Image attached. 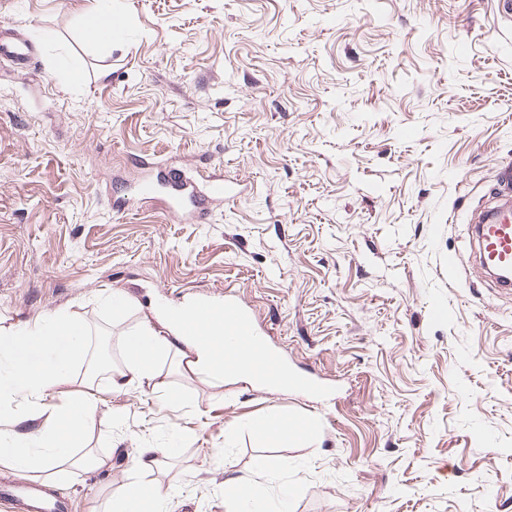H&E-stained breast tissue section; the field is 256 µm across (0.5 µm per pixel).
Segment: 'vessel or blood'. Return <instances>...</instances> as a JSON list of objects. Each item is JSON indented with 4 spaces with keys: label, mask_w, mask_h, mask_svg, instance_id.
Here are the masks:
<instances>
[{
    "label": "vessel or blood",
    "mask_w": 512,
    "mask_h": 512,
    "mask_svg": "<svg viewBox=\"0 0 512 512\" xmlns=\"http://www.w3.org/2000/svg\"><path fill=\"white\" fill-rule=\"evenodd\" d=\"M34 47L20 33L0 25V58L25 66ZM492 205L484 207L472 227L474 246L480 265L487 270L495 287L512 290V166L500 167ZM178 192L166 200L167 210L182 221L203 219L209 205L223 200L224 180L214 175L204 183L186 172L177 175ZM219 316L224 323L226 344L219 354L226 374H235L248 364L258 384L267 387L290 386L303 393L319 391L314 375H290L282 352L269 347L263 330L246 302L236 291L225 290L223 302L196 303L186 317L193 333H202L203 322ZM0 497L8 499L14 512H69L67 500L55 498L42 481L0 482Z\"/></svg>",
    "instance_id": "1"
}]
</instances>
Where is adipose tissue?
I'll use <instances>...</instances> for the list:
<instances>
[{"label":"adipose tissue","mask_w":512,"mask_h":512,"mask_svg":"<svg viewBox=\"0 0 512 512\" xmlns=\"http://www.w3.org/2000/svg\"><path fill=\"white\" fill-rule=\"evenodd\" d=\"M160 328L142 326L124 338L126 366L107 368L87 376L85 390L53 406V421L33 434L0 438V465L27 471L66 476L65 463L76 462V451L86 444L96 401L93 392H119L133 382H151L167 360L192 351L185 366L194 375L216 383L225 379L224 366L216 360L211 337L190 335L188 327L170 311L160 316ZM88 332L82 322L54 315L33 325L0 327V406H16L27 414L40 412L50 391L67 384L72 365L88 356ZM160 449L136 451L133 473L108 512H164L166 490L145 481L146 473L161 463Z\"/></svg>","instance_id":"obj_1"}]
</instances>
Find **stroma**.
Returning <instances> with one entry per match:
<instances>
[{
	"instance_id": "35a3bbf8",
	"label": "stroma",
	"mask_w": 512,
	"mask_h": 512,
	"mask_svg": "<svg viewBox=\"0 0 512 512\" xmlns=\"http://www.w3.org/2000/svg\"><path fill=\"white\" fill-rule=\"evenodd\" d=\"M92 4L0 0L37 50L0 60V326L74 315L120 368L160 304L233 288L327 390L167 362L172 398L98 395L87 449L107 462L69 466L58 494L104 512L136 449L170 446L149 476L167 512H227L228 479L288 512H512V293L468 233L512 162L494 0H116L108 48ZM146 161L222 171L234 194L180 221L137 197ZM276 412L308 439L265 441Z\"/></svg>"
}]
</instances>
